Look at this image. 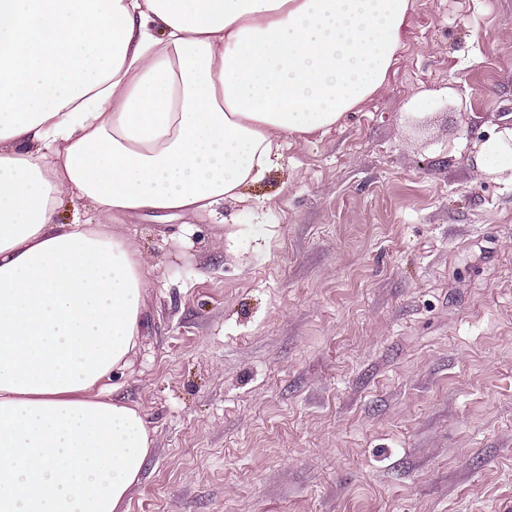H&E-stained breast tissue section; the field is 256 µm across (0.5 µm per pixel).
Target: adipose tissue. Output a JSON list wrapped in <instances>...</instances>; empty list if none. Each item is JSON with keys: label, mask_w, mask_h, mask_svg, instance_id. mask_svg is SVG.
Segmentation results:
<instances>
[{"label": "adipose tissue", "mask_w": 512, "mask_h": 512, "mask_svg": "<svg viewBox=\"0 0 512 512\" xmlns=\"http://www.w3.org/2000/svg\"><path fill=\"white\" fill-rule=\"evenodd\" d=\"M413 0H0V512H128L148 423L113 375L151 272L113 223L242 198L385 84ZM512 172V126L473 158ZM85 215L58 219L64 198Z\"/></svg>", "instance_id": "obj_1"}]
</instances>
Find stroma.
Instances as JSON below:
<instances>
[{"label": "stroma", "instance_id": "35a3bbf8", "mask_svg": "<svg viewBox=\"0 0 512 512\" xmlns=\"http://www.w3.org/2000/svg\"><path fill=\"white\" fill-rule=\"evenodd\" d=\"M512 0H414L384 87L191 224L124 218L129 512H512ZM475 170L486 175H507L512 180V126L499 127L473 157Z\"/></svg>", "mask_w": 512, "mask_h": 512}]
</instances>
